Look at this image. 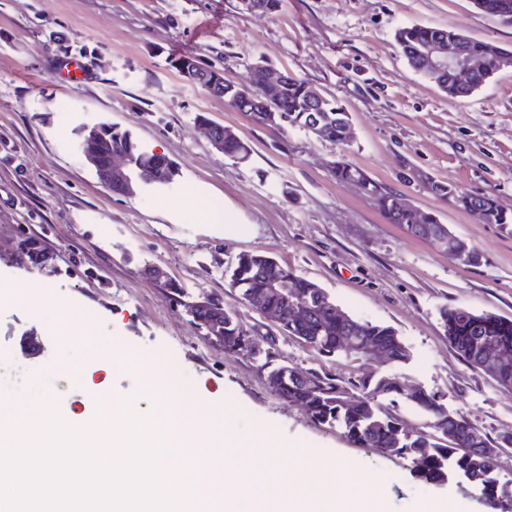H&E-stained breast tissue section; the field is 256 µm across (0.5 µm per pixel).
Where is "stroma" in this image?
<instances>
[{
    "label": "stroma",
    "instance_id": "obj_1",
    "mask_svg": "<svg viewBox=\"0 0 512 512\" xmlns=\"http://www.w3.org/2000/svg\"><path fill=\"white\" fill-rule=\"evenodd\" d=\"M414 24L512 50V26L473 0H282L268 14L238 0H0V285L24 283L89 313L90 331L173 368L205 408H231L238 433L263 429L288 449L341 459L381 485L386 512H418L433 500L449 512H486L467 486L419 481L411 461L314 423L271 391L260 361L225 353L188 309L200 297L221 298L250 335L274 337V362L351 376L358 362L281 332L231 288L239 255L269 256L353 317L395 328L410 359L378 364L379 373L437 393L489 437L512 434V394L461 359L440 320L450 306L512 319V224L478 222L427 188L432 179L483 192L512 213V66L469 96L450 97L409 67L395 41L397 29ZM180 55L243 87L257 62L288 70L343 103L353 138L253 124L185 81L170 65ZM71 58L82 63L81 82L63 78ZM202 112L233 129L249 158L217 152L195 121ZM101 123L166 155L173 180L131 195L108 190L81 148ZM338 160L433 213L480 263L461 264L390 223L357 185L332 177ZM25 237L39 241L43 261L15 264L12 244ZM155 268L165 279L151 277ZM172 283L183 303L171 301ZM52 317L0 301V363L15 370L0 393L37 385L81 419L95 407L56 370ZM71 354L113 400L154 412L139 371Z\"/></svg>",
    "mask_w": 512,
    "mask_h": 512
}]
</instances>
